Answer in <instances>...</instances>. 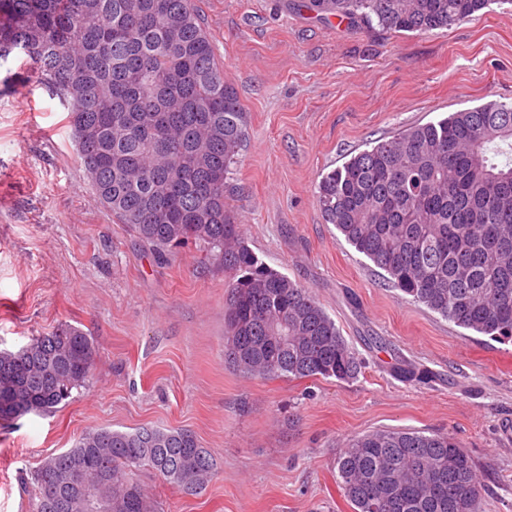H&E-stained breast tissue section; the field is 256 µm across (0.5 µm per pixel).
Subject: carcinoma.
<instances>
[{
  "label": "carcinoma",
  "instance_id": "cac0c4a2",
  "mask_svg": "<svg viewBox=\"0 0 512 512\" xmlns=\"http://www.w3.org/2000/svg\"><path fill=\"white\" fill-rule=\"evenodd\" d=\"M491 0H306L319 20L390 33L429 32ZM20 57L67 105L97 203L141 242L200 243L234 276L225 357L270 378L350 380L361 364L307 289L259 261L225 196L248 137L192 0H0V59ZM323 218L388 283L455 326L512 337V104L490 101L405 128L322 176ZM94 341L62 325L0 351V422L52 414L86 385ZM405 382L430 372L393 367ZM185 429L86 431L25 479L29 512H85L73 486L110 512H159L132 477L143 468L189 492L214 472ZM353 512H481L483 487L452 437L378 429L336 458Z\"/></svg>",
  "mask_w": 512,
  "mask_h": 512
}]
</instances>
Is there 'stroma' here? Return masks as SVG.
I'll list each match as a JSON object with an SVG mask.
<instances>
[{
  "mask_svg": "<svg viewBox=\"0 0 512 512\" xmlns=\"http://www.w3.org/2000/svg\"><path fill=\"white\" fill-rule=\"evenodd\" d=\"M301 0H193L249 137L227 201L248 247L306 288L364 362L356 379H267L224 357L233 277L203 246L156 248L94 198L68 112L23 60L0 64V350L61 324L94 341L84 388L57 412L0 424V512L23 480L95 427L186 429L211 453L199 493L137 478L163 512H352L336 482L349 439L442 433L473 458L481 512H512V340L448 322L392 288L325 223L327 172L407 127L512 103V5L426 34L327 25ZM407 360L427 383L390 372Z\"/></svg>",
  "mask_w": 512,
  "mask_h": 512,
  "instance_id": "obj_1",
  "label": "stroma"
}]
</instances>
